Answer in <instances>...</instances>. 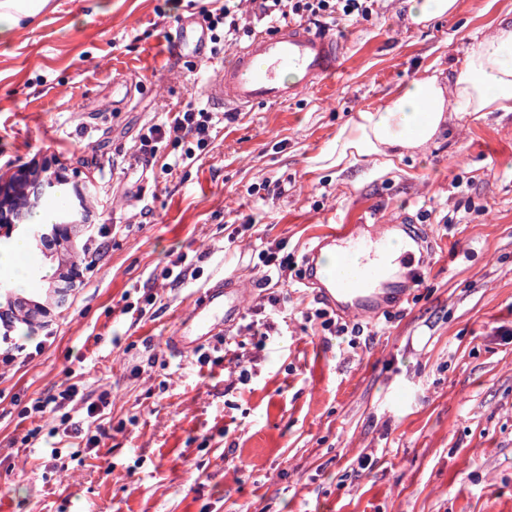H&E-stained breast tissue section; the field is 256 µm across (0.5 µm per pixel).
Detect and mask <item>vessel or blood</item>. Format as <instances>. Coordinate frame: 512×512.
I'll return each instance as SVG.
<instances>
[{
  "mask_svg": "<svg viewBox=\"0 0 512 512\" xmlns=\"http://www.w3.org/2000/svg\"><path fill=\"white\" fill-rule=\"evenodd\" d=\"M180 47L204 51L208 32L204 27L185 24L176 37ZM343 46L334 38L303 25L291 24L273 32L258 34L248 45L237 50L232 63L219 67L200 89L201 96L216 108L239 111L258 104L278 103L299 97L321 87L336 75L343 59ZM323 246L335 254L344 277L320 274L316 252L304 256V279L316 286L319 300L341 311L381 308L376 289L382 272V260L389 248L387 238L361 240L347 225L328 228ZM246 286L239 281L220 280L201 291L191 315L185 318L170 343L185 351L202 341L222 335L242 311Z\"/></svg>",
  "mask_w": 512,
  "mask_h": 512,
  "instance_id": "b4317fda",
  "label": "vessel or blood"
}]
</instances>
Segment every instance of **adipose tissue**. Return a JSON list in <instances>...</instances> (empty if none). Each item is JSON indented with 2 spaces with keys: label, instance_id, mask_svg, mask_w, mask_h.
<instances>
[{
  "label": "adipose tissue",
  "instance_id": "1",
  "mask_svg": "<svg viewBox=\"0 0 512 512\" xmlns=\"http://www.w3.org/2000/svg\"><path fill=\"white\" fill-rule=\"evenodd\" d=\"M50 0H0V40L28 27ZM512 112V16L474 38L448 83L415 79L383 103L358 109L338 130L321 162L345 168L362 160L385 164L432 141L449 116Z\"/></svg>",
  "mask_w": 512,
  "mask_h": 512
}]
</instances>
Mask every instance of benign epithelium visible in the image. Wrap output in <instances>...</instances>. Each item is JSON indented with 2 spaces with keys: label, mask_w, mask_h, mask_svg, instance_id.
<instances>
[{
  "label": "benign epithelium",
  "mask_w": 512,
  "mask_h": 512,
  "mask_svg": "<svg viewBox=\"0 0 512 512\" xmlns=\"http://www.w3.org/2000/svg\"><path fill=\"white\" fill-rule=\"evenodd\" d=\"M60 193L68 198V203L57 213L55 220L50 224L29 223L22 231L36 245L51 235L68 239L72 228H88L82 210L84 194L79 186H69V179L62 171H52L47 165L43 166L40 175L22 168L13 173L8 181L0 182V213L12 208L11 201L18 195L39 200Z\"/></svg>",
  "instance_id": "7a95c632"
}]
</instances>
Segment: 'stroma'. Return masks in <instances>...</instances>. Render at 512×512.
Listing matches in <instances>:
<instances>
[{"label": "stroma", "instance_id": "stroma-1", "mask_svg": "<svg viewBox=\"0 0 512 512\" xmlns=\"http://www.w3.org/2000/svg\"><path fill=\"white\" fill-rule=\"evenodd\" d=\"M224 0H51L0 41V177L51 162L86 190L104 247L31 248L26 288L43 304L15 326L41 355L0 375V503L7 512H512V112L452 120L393 165L340 169L318 158L358 109L413 79L448 78L475 35L512 0H458L417 29L401 0L357 23L322 24L345 47L342 72L281 104L235 112L208 148L164 171L131 147L175 104L198 96L235 49L198 56L169 36ZM280 184L277 195L252 189ZM410 220L431 247L423 283L399 307L339 315L353 337L324 333L303 256L335 224L368 237ZM285 242L289 278L263 263ZM75 266L63 304L57 272ZM248 284L240 316L273 323L266 341L229 327L201 351L173 348L197 293ZM152 295L144 314L123 313ZM287 295L285 311L268 298ZM208 360L199 363V352ZM246 357L249 381L235 354ZM105 387L99 446L45 444L59 415L22 419L61 384ZM35 439H28L32 427Z\"/></svg>", "mask_w": 512, "mask_h": 512}]
</instances>
